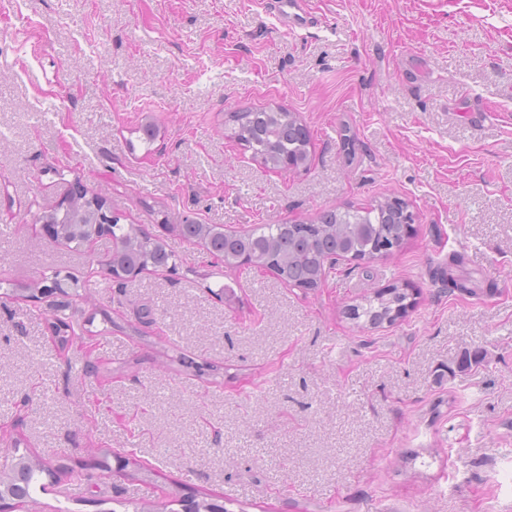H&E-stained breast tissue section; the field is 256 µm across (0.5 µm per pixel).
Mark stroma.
<instances>
[{"label":"stroma","mask_w":512,"mask_h":512,"mask_svg":"<svg viewBox=\"0 0 512 512\" xmlns=\"http://www.w3.org/2000/svg\"><path fill=\"white\" fill-rule=\"evenodd\" d=\"M310 8L291 30L262 0H0V282L91 291L0 293V448L87 476L9 512H153L178 485L228 512H512V0ZM247 108L294 114L310 165L255 161L227 122ZM79 186L176 270L118 282L111 240H47ZM391 197L402 247L315 290L175 230ZM393 284L413 309L358 327ZM129 448L152 483L118 470Z\"/></svg>","instance_id":"obj_1"}]
</instances>
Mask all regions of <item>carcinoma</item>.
Segmentation results:
<instances>
[{
  "mask_svg": "<svg viewBox=\"0 0 512 512\" xmlns=\"http://www.w3.org/2000/svg\"><path fill=\"white\" fill-rule=\"evenodd\" d=\"M232 138L252 152L253 158L271 169L287 165L307 166L310 138L287 112L253 110L236 112ZM407 205L399 200H385L362 209L328 210L315 221L259 224L248 233L224 231L218 224H178L182 238L201 241L207 249L224 261L226 267L250 264L273 271L285 284L298 288H319L325 281L326 259L332 255H348L358 259H375L383 247L398 249L410 230L406 223ZM38 221L49 237L80 248L104 233L115 243L108 261L109 271L136 275L152 267L173 268L176 255L165 245L145 234L134 224L120 223V217L109 216L105 203L87 193L76 195L69 206L61 205L43 211ZM414 301L404 288L396 286L379 291L364 305L351 309V316L371 326L393 323ZM12 476L0 477V502L11 499L21 503L34 500V494L47 490L40 474L55 477V471L30 460L20 452ZM122 466L132 467L130 477L147 482L152 468L134 457L122 459ZM164 512H229L224 505L171 491L163 504Z\"/></svg>",
  "mask_w": 512,
  "mask_h": 512,
  "instance_id": "1",
  "label": "carcinoma"
}]
</instances>
